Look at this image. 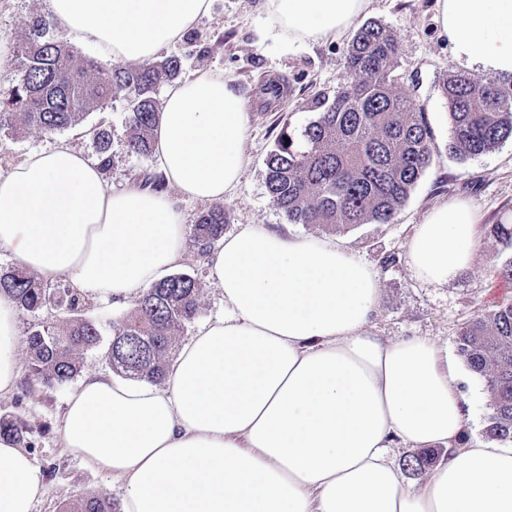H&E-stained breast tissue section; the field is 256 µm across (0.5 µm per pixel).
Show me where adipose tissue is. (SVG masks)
<instances>
[{"mask_svg":"<svg viewBox=\"0 0 512 512\" xmlns=\"http://www.w3.org/2000/svg\"><path fill=\"white\" fill-rule=\"evenodd\" d=\"M213 0H48L63 34L116 64L155 58ZM370 0H266L291 41L341 38ZM440 38L463 67L512 75V0H436ZM233 78L198 71L167 90L153 167L166 190L106 188L67 144L0 170V250L46 284L128 303L185 254L176 199L221 203L247 165ZM472 203L433 206L409 242L418 276L445 284L479 249ZM224 316L168 364L162 383L90 373L60 423L66 451L124 490L121 512H512V448L467 436L448 349L370 329L378 274L348 247L245 224L208 255ZM19 310L0 296V396L19 379ZM445 448L420 483L393 451ZM39 469L0 437V512H34Z\"/></svg>","mask_w":512,"mask_h":512,"instance_id":"obj_1","label":"adipose tissue"}]
</instances>
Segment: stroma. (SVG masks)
I'll return each mask as SVG.
<instances>
[{
    "label": "stroma",
    "mask_w": 512,
    "mask_h": 512,
    "mask_svg": "<svg viewBox=\"0 0 512 512\" xmlns=\"http://www.w3.org/2000/svg\"><path fill=\"white\" fill-rule=\"evenodd\" d=\"M45 0H0V53L12 56L22 40L31 16L45 14ZM435 0H371L365 21L389 29L399 43L395 70L401 90L411 92L433 136L434 155L409 199L389 224H359L326 232L325 237L348 246L378 273L381 304L373 320L374 331L386 339L428 336L446 342L456 355L459 328L477 314L512 303V283L502 282L498 270L512 261V248L490 231L492 223L512 214V139L474 158L460 161L448 153L450 117L442 94L447 76L460 73L461 65L438 36ZM350 36L336 40L291 43L273 27L264 0H215L209 15L182 40L164 48L167 56L181 60V76L199 70L231 76L248 110L245 149L248 164L232 198L225 233L243 224H265L290 236H308L312 230L290 224L272 203L265 187L264 160L278 144L281 133L301 141L304 129L318 116L315 100L334 95L345 71V52ZM282 84L283 95L270 104L260 98L267 81ZM129 103L113 99L104 112H91L81 128L48 135L32 129L15 135L0 130V168L21 160L33 150H48L67 142L88 158L96 148L90 134L99 120H107L111 135V165L104 173L108 188L120 191L132 184V176L145 161L126 149ZM464 197L480 211L476 226L480 251L472 266L451 282L439 285L417 278L408 244L417 224L436 203ZM179 272L203 277L198 317L184 329L183 338L194 336L224 312V294L208 280L206 260L187 249L175 266ZM458 386L470 411L468 435L487 442L491 409L484 382L457 362ZM73 385L53 390L40 385L18 384L0 396V412H11L27 421L32 432L27 452L34 458L46 487L34 512H60L63 505L87 496L123 498L120 484L70 456L58 438L59 419Z\"/></svg>",
    "instance_id": "stroma-1"
}]
</instances>
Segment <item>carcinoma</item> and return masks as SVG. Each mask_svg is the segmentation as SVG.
<instances>
[{
    "label": "carcinoma",
    "mask_w": 512,
    "mask_h": 512,
    "mask_svg": "<svg viewBox=\"0 0 512 512\" xmlns=\"http://www.w3.org/2000/svg\"><path fill=\"white\" fill-rule=\"evenodd\" d=\"M46 16L36 15L10 63L19 82L0 92V129L14 134L36 128L46 134L76 126L85 115L123 94L130 103L127 150L145 161L154 153L161 103L158 86L178 75L181 61L165 56L145 65L114 66L82 57L53 33ZM398 41L381 24L368 22L346 54L344 80L333 100H316V120L302 142L279 144L265 160V187L288 223L331 230L358 224H387L410 197L430 166L432 136L413 96L397 88ZM451 121L448 150L465 161L512 138V84L452 75L442 85ZM102 169L111 165L109 131L93 130ZM222 204L202 211L192 225V243L202 257L224 237ZM202 281L175 273L153 284L117 321L104 358L117 375L158 382L186 325L199 315ZM0 295L22 313L48 308L55 323L31 324L26 340L29 379L47 389L72 382L84 352L101 343V326L84 316L88 300L67 285L45 287L20 269L0 270ZM458 354L486 387L492 409L486 434L512 439V304L465 322L457 334ZM21 418L0 414V435L26 439ZM439 452L423 451L405 460L414 472L433 467ZM62 512H121L109 499L88 497Z\"/></svg>",
    "instance_id": "carcinoma-1"
}]
</instances>
